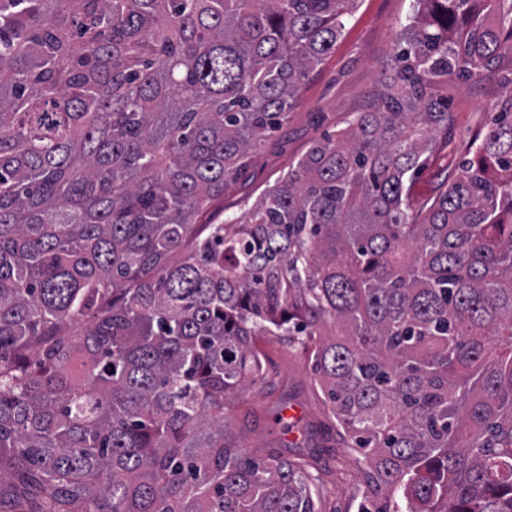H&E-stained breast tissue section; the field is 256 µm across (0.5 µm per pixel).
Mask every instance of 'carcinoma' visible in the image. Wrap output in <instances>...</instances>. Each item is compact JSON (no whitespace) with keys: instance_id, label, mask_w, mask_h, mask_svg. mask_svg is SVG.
<instances>
[{"instance_id":"1","label":"carcinoma","mask_w":512,"mask_h":512,"mask_svg":"<svg viewBox=\"0 0 512 512\" xmlns=\"http://www.w3.org/2000/svg\"><path fill=\"white\" fill-rule=\"evenodd\" d=\"M358 2L0 0V512H320L224 421L257 336L309 348L359 512H512V103L410 198L512 0H413L379 110L202 221Z\"/></svg>"}]
</instances>
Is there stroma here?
Masks as SVG:
<instances>
[{"mask_svg": "<svg viewBox=\"0 0 512 512\" xmlns=\"http://www.w3.org/2000/svg\"><path fill=\"white\" fill-rule=\"evenodd\" d=\"M412 5L413 0H359L335 49L303 85L287 122L269 133L227 180L223 201L208 213L212 223L245 212L313 142L341 128L352 113L375 110L380 83L390 76L398 51L396 35ZM432 93L452 112L453 123L440 132V152L427 160L413 183V195L421 202L435 196L457 166L462 142L486 131L512 96V59L503 58L487 77L439 81ZM257 346L263 374L225 408V420L249 453L314 454L323 479L322 512H358L370 495L364 481L368 466L360 452L340 439L307 355L284 336L258 337Z\"/></svg>", "mask_w": 512, "mask_h": 512, "instance_id": "obj_1", "label": "stroma"}]
</instances>
